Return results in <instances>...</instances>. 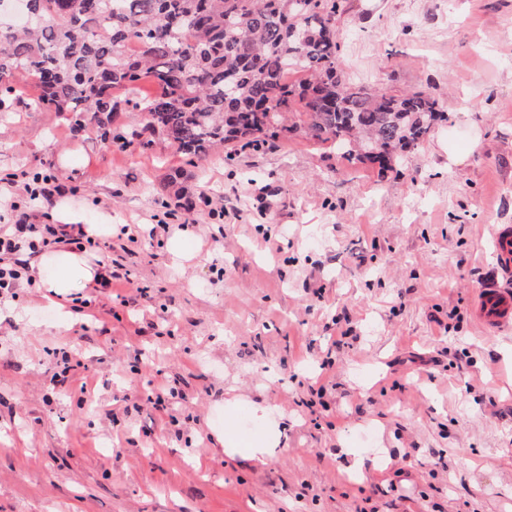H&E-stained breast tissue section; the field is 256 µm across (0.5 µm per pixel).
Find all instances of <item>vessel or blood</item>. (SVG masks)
Here are the masks:
<instances>
[{
    "mask_svg": "<svg viewBox=\"0 0 512 512\" xmlns=\"http://www.w3.org/2000/svg\"><path fill=\"white\" fill-rule=\"evenodd\" d=\"M493 266L473 302L477 320L492 331L512 327V225H500L490 240Z\"/></svg>",
    "mask_w": 512,
    "mask_h": 512,
    "instance_id": "vessel-or-blood-1",
    "label": "vessel or blood"
}]
</instances>
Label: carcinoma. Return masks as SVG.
Returning a JSON list of instances; mask_svg holds the SVG:
<instances>
[{
    "instance_id": "carcinoma-1",
    "label": "carcinoma",
    "mask_w": 512,
    "mask_h": 512,
    "mask_svg": "<svg viewBox=\"0 0 512 512\" xmlns=\"http://www.w3.org/2000/svg\"><path fill=\"white\" fill-rule=\"evenodd\" d=\"M16 28L0 15V87L37 88L36 109L69 112L101 137L131 113L122 145L164 141L202 159L216 148L297 131L350 161L394 169L447 120L423 91L387 94L340 66L342 0H33ZM133 41L138 54H126ZM289 72L304 78L285 80ZM300 106L303 124H283ZM163 187L181 203L180 173Z\"/></svg>"
}]
</instances>
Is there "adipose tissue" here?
Instances as JSON below:
<instances>
[{"mask_svg":"<svg viewBox=\"0 0 512 512\" xmlns=\"http://www.w3.org/2000/svg\"><path fill=\"white\" fill-rule=\"evenodd\" d=\"M52 265L54 270L44 286L47 292L56 295H65L73 289L86 287L99 277L97 269L86 257L76 252L59 253L53 258ZM250 413L255 420L269 425L268 431L261 434L258 440L245 438L239 428L230 421L225 422L223 431L217 432L216 438L226 456L261 462L279 448L284 428L279 421L272 419L270 407L254 404L250 407Z\"/></svg>","mask_w":512,"mask_h":512,"instance_id":"adipose-tissue-1","label":"adipose tissue"}]
</instances>
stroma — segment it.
Listing matches in <instances>:
<instances>
[{"label":"stroma","instance_id":"35a3bbf8","mask_svg":"<svg viewBox=\"0 0 512 512\" xmlns=\"http://www.w3.org/2000/svg\"><path fill=\"white\" fill-rule=\"evenodd\" d=\"M336 25L356 82L448 114L396 170L302 135L191 161L0 98V225L111 217L128 272L65 320L39 282L0 302V512H512V328L472 311L512 225V0H344ZM37 173L65 194L29 203ZM158 385L175 398L150 403ZM228 388L287 422L274 457L225 456Z\"/></svg>","mask_w":512,"mask_h":512}]
</instances>
